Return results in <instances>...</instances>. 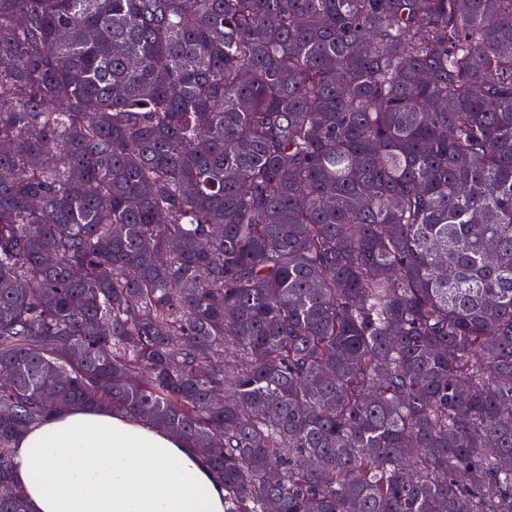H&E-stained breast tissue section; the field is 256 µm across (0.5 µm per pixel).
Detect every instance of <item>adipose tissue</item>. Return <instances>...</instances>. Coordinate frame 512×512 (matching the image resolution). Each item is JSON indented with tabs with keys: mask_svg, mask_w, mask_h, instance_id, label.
<instances>
[{
	"mask_svg": "<svg viewBox=\"0 0 512 512\" xmlns=\"http://www.w3.org/2000/svg\"><path fill=\"white\" fill-rule=\"evenodd\" d=\"M13 477L28 512H224V488L187 443L144 421L93 409L24 432Z\"/></svg>",
	"mask_w": 512,
	"mask_h": 512,
	"instance_id": "1",
	"label": "adipose tissue"
}]
</instances>
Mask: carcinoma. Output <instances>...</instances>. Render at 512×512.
<instances>
[{
  "label": "carcinoma",
  "instance_id": "obj_1",
  "mask_svg": "<svg viewBox=\"0 0 512 512\" xmlns=\"http://www.w3.org/2000/svg\"><path fill=\"white\" fill-rule=\"evenodd\" d=\"M1 142L0 512L79 407L224 512H512V0H0Z\"/></svg>",
  "mask_w": 512,
  "mask_h": 512
}]
</instances>
